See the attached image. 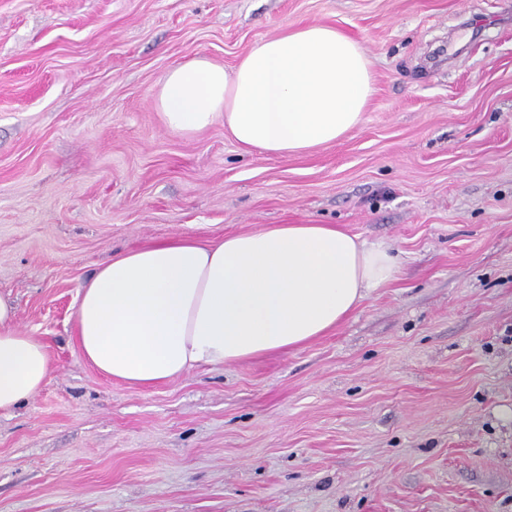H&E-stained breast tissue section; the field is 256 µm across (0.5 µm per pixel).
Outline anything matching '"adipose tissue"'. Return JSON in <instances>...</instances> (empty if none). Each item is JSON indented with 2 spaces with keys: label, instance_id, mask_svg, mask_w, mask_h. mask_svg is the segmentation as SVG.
Segmentation results:
<instances>
[{
  "label": "adipose tissue",
  "instance_id": "obj_1",
  "mask_svg": "<svg viewBox=\"0 0 512 512\" xmlns=\"http://www.w3.org/2000/svg\"><path fill=\"white\" fill-rule=\"evenodd\" d=\"M372 94L362 45L331 26L286 28L232 68L195 59L163 78L168 129L193 134L223 117L246 151L279 157L335 142ZM397 272L391 249L335 224H274L203 242L177 237L112 257L81 287L77 340L100 374L149 389L201 365L299 348L342 323ZM45 342L0 298V412L52 371Z\"/></svg>",
  "mask_w": 512,
  "mask_h": 512
}]
</instances>
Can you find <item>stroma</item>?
<instances>
[{
	"label": "stroma",
	"mask_w": 512,
	"mask_h": 512,
	"mask_svg": "<svg viewBox=\"0 0 512 512\" xmlns=\"http://www.w3.org/2000/svg\"><path fill=\"white\" fill-rule=\"evenodd\" d=\"M359 41V126L288 158L155 107L290 25ZM336 224L398 272L328 334L150 389L82 283L179 235ZM0 297L53 370L0 415V512H512V0H0Z\"/></svg>",
	"instance_id": "obj_1"
}]
</instances>
